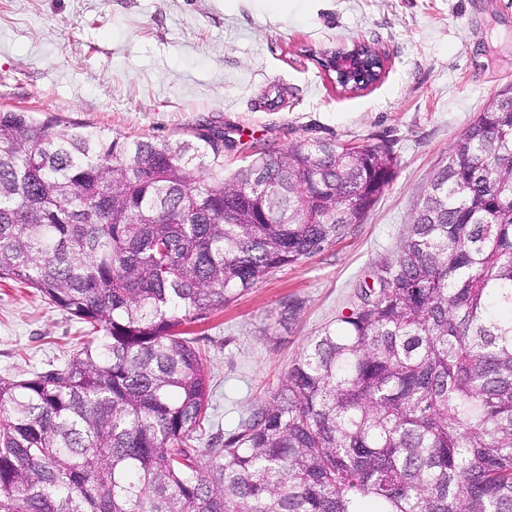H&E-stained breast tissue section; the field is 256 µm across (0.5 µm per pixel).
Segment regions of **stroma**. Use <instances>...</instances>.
<instances>
[{
	"mask_svg": "<svg viewBox=\"0 0 512 512\" xmlns=\"http://www.w3.org/2000/svg\"><path fill=\"white\" fill-rule=\"evenodd\" d=\"M362 40L389 59L372 89L338 93L315 52ZM512 88V0H0V110L114 137L230 131L224 174L254 145L387 144L393 180L321 252L192 327L207 351L214 428L233 430L307 341L348 313L403 237L449 147ZM299 312L282 320L284 303ZM88 324L0 281V378L63 362Z\"/></svg>",
	"mask_w": 512,
	"mask_h": 512,
	"instance_id": "35a3bbf8",
	"label": "stroma"
}]
</instances>
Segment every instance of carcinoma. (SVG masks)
Segmentation results:
<instances>
[{
  "label": "carcinoma",
  "instance_id": "1",
  "mask_svg": "<svg viewBox=\"0 0 512 512\" xmlns=\"http://www.w3.org/2000/svg\"><path fill=\"white\" fill-rule=\"evenodd\" d=\"M108 137L0 111V280L93 327L0 379V512H512V93L418 193L334 327L200 455L206 352L187 326L360 221L388 146Z\"/></svg>",
  "mask_w": 512,
  "mask_h": 512
}]
</instances>
